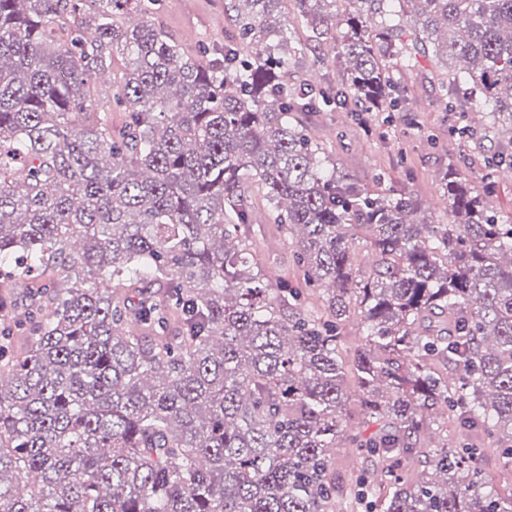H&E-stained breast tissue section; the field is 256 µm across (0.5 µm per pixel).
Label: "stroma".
<instances>
[{
  "label": "stroma",
  "instance_id": "1",
  "mask_svg": "<svg viewBox=\"0 0 512 512\" xmlns=\"http://www.w3.org/2000/svg\"><path fill=\"white\" fill-rule=\"evenodd\" d=\"M225 0H160L156 20L188 51L223 47L234 27L224 10ZM288 36L302 44L304 53L290 67L288 80L333 86L342 78L341 63L332 45L309 41L301 23L291 22ZM439 75L429 58L418 57L403 76L409 88L402 109L366 112L354 116L342 109L307 113L303 122L315 140L326 148L344 172L362 185L383 195H415L422 202L421 216L431 224L449 219L448 206L440 200L439 181L445 171L455 170L474 184L489 183V202L500 214L512 215V180L489 168L491 157L502 150L504 138L482 108L471 116L475 130L469 137L456 133L460 113L450 104L463 92L449 87L440 92ZM252 237L268 264L285 273L295 269L293 251L284 243L265 204L255 201Z\"/></svg>",
  "mask_w": 512,
  "mask_h": 512
}]
</instances>
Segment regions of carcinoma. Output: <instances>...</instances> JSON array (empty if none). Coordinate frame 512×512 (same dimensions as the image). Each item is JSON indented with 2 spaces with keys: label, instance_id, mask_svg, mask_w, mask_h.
Masks as SVG:
<instances>
[{
  "label": "carcinoma",
  "instance_id": "cac0c4a2",
  "mask_svg": "<svg viewBox=\"0 0 512 512\" xmlns=\"http://www.w3.org/2000/svg\"><path fill=\"white\" fill-rule=\"evenodd\" d=\"M158 2L0 0V512H512L484 449L417 447L445 407L512 467V223L450 170L451 223L428 224L296 119L399 107L390 60L423 54L512 141V0H293L344 66L320 100L288 83L303 48L284 0H229L235 34L209 61ZM116 55L118 130L89 87ZM252 189L293 281L249 240ZM353 391L380 424L366 439ZM344 443L388 479L345 492ZM346 420L349 428L361 431L363 434H370L378 429V425L368 419L358 403V398L353 393L347 402Z\"/></svg>",
  "mask_w": 512,
  "mask_h": 512
}]
</instances>
